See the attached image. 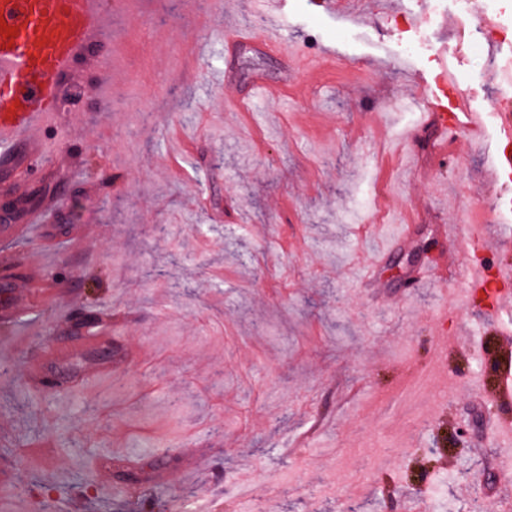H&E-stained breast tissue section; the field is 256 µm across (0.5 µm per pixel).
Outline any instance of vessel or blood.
Returning a JSON list of instances; mask_svg holds the SVG:
<instances>
[{
	"label": "vessel or blood",
	"mask_w": 512,
	"mask_h": 512,
	"mask_svg": "<svg viewBox=\"0 0 512 512\" xmlns=\"http://www.w3.org/2000/svg\"><path fill=\"white\" fill-rule=\"evenodd\" d=\"M100 0H0V161L27 147L29 167L52 155V143H34L33 130L45 116L63 108V86L74 78L76 64L102 26ZM13 36H6V28ZM430 121L436 131L432 152L446 159L457 130L470 140L483 133L481 111L457 98L453 107L435 102ZM466 299L483 296L500 304L512 268L498 269L488 280L483 267L463 269Z\"/></svg>",
	"instance_id": "b4317fda"
}]
</instances>
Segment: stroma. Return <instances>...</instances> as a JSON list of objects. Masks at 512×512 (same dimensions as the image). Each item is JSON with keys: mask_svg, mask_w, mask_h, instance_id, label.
<instances>
[{"mask_svg": "<svg viewBox=\"0 0 512 512\" xmlns=\"http://www.w3.org/2000/svg\"><path fill=\"white\" fill-rule=\"evenodd\" d=\"M389 2L355 22L328 0H102L91 61L40 133L56 153L0 169L11 223L58 210L0 231V260L50 272L0 338V512H136L150 497L156 512H405L437 481L438 512H473L475 474L486 512L512 507V447L484 431L512 420V310L453 305L466 263L512 265V214L491 209L512 199L494 174L512 101L452 13L431 25L414 0ZM446 62L485 133L442 162L420 121ZM259 82L270 91L252 97ZM464 211L492 252L470 247ZM423 239L432 253L399 263ZM107 310L117 330L74 349L72 326ZM49 347L62 358L42 360ZM37 362L58 387L31 383ZM122 470L141 473L136 490Z\"/></svg>", "mask_w": 512, "mask_h": 512, "instance_id": "stroma-1", "label": "stroma"}]
</instances>
